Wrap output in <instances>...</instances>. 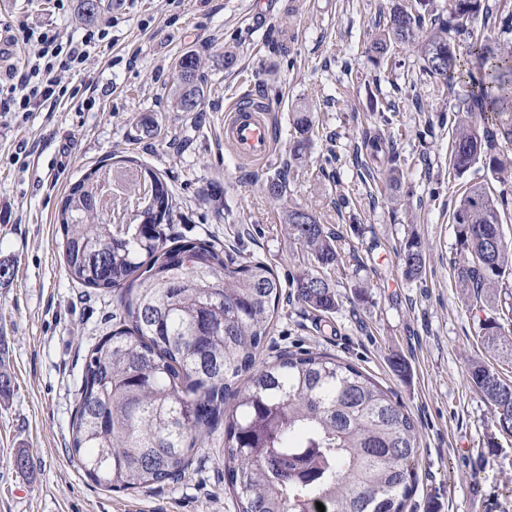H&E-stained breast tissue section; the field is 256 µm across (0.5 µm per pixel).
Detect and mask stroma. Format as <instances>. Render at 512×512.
Wrapping results in <instances>:
<instances>
[{
  "instance_id": "35a3bbf8",
  "label": "stroma",
  "mask_w": 512,
  "mask_h": 512,
  "mask_svg": "<svg viewBox=\"0 0 512 512\" xmlns=\"http://www.w3.org/2000/svg\"><path fill=\"white\" fill-rule=\"evenodd\" d=\"M416 0H102L95 22H110L108 44L73 83L96 87L82 112L0 115V369L11 393L0 397V512H238L224 479V437H210L185 476L136 491L108 490L72 459L71 424L84 357L113 326L117 298L68 276L55 220L73 183L111 158L161 173L172 190V236L239 234L244 255L261 258L287 281L303 260L289 242L279 206L259 189L288 157L297 105L314 113L315 134L291 202L316 211L345 238L344 268L330 280L334 313L317 317L283 294L260 361L283 349L339 356L391 390L418 427L416 485L406 512H512V436L467 368L479 359L512 380V359L484 349L478 318L451 266L458 245L453 213L465 183L488 182L512 242V187L482 168L455 176L450 165L457 91L395 45L380 60L367 46L393 2ZM0 18L53 23L77 35L87 17L50 12L45 0H0ZM237 62L224 68L225 49ZM198 55L209 94L197 112L173 111L175 60ZM254 97L273 109L274 150L259 165L224 144L226 110ZM159 124L145 134L144 117ZM394 137L401 190L388 165L373 162L365 129ZM218 190L216 210L208 198ZM426 247L421 276L408 277L397 253L410 234ZM366 283L367 301L354 294ZM406 360L407 374L392 367ZM495 447H487V439ZM24 451L30 467L12 464Z\"/></svg>"
}]
</instances>
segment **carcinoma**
I'll return each instance as SVG.
<instances>
[{
	"label": "carcinoma",
	"instance_id": "cac0c4a2",
	"mask_svg": "<svg viewBox=\"0 0 512 512\" xmlns=\"http://www.w3.org/2000/svg\"><path fill=\"white\" fill-rule=\"evenodd\" d=\"M483 16L512 31L507 0H448V16L424 30L402 5L370 45L416 49L423 70L461 85L466 97L452 128L456 175L482 165L512 184V49L489 39L465 46L448 38ZM207 80L187 52L174 66L173 109L201 107ZM310 110L292 113L288 160L263 182L274 202L288 198V176L305 167L314 130ZM371 156L391 162L401 184L396 141L365 130ZM88 174L62 200L57 224L69 276L117 292L120 329L85 357L72 423L73 453L96 484L138 489L174 483L206 438L224 431V467L239 512H405L415 488L418 436L411 413L353 364L311 351H285L256 368L271 335L282 285L270 265L214 240L176 243L167 233L172 193L154 170L116 165ZM288 239L308 263L289 277L291 295L324 317L338 299L328 272L343 265L339 233L311 210L284 211ZM458 283L479 310L477 336L512 357V247L499 201L483 184L468 186L453 214ZM405 273L421 275L426 249L409 236L397 252ZM473 387L494 410L498 432L512 434V382L481 360L468 366Z\"/></svg>",
	"mask_w": 512,
	"mask_h": 512
}]
</instances>
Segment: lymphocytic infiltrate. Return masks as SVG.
<instances>
[{"mask_svg": "<svg viewBox=\"0 0 512 512\" xmlns=\"http://www.w3.org/2000/svg\"><path fill=\"white\" fill-rule=\"evenodd\" d=\"M108 32L84 27L81 37L64 36L50 24L0 27V112H53L65 102L85 107L95 100L92 84L75 85L62 72L82 71Z\"/></svg>", "mask_w": 512, "mask_h": 512, "instance_id": "f902f5d3", "label": "lymphocytic infiltrate"}]
</instances>
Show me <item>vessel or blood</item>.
<instances>
[{"instance_id": "obj_1", "label": "vessel or blood", "mask_w": 512, "mask_h": 512, "mask_svg": "<svg viewBox=\"0 0 512 512\" xmlns=\"http://www.w3.org/2000/svg\"><path fill=\"white\" fill-rule=\"evenodd\" d=\"M272 116L265 102L239 101L224 124V142L235 156L248 161L266 160L272 152Z\"/></svg>"}]
</instances>
